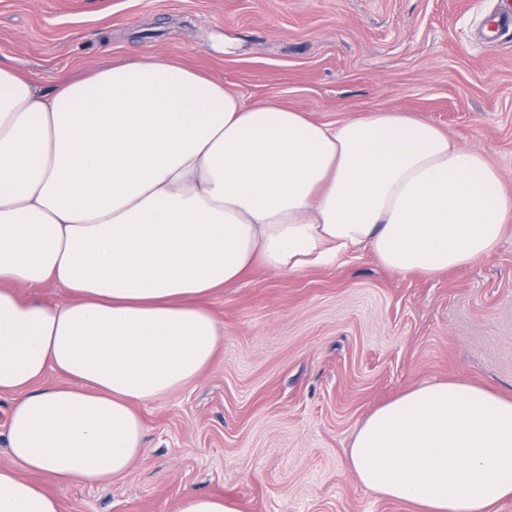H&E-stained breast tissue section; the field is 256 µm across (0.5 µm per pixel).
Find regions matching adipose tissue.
Returning a JSON list of instances; mask_svg holds the SVG:
<instances>
[{
    "label": "adipose tissue",
    "mask_w": 512,
    "mask_h": 512,
    "mask_svg": "<svg viewBox=\"0 0 512 512\" xmlns=\"http://www.w3.org/2000/svg\"><path fill=\"white\" fill-rule=\"evenodd\" d=\"M511 228L486 156L406 112L318 122L150 55L49 89L0 61V512L122 480L145 453L138 406L200 379L223 334L203 302L254 265L367 250L434 276ZM50 282L66 304L20 293ZM349 459L417 512H494L512 499V393L422 384L366 418ZM11 401L9 397H0V466L11 464L7 448V425L9 421Z\"/></svg>",
    "instance_id": "ef3b65f1"
}]
</instances>
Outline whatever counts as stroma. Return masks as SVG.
Masks as SVG:
<instances>
[{"instance_id": "obj_1", "label": "stroma", "mask_w": 512, "mask_h": 512, "mask_svg": "<svg viewBox=\"0 0 512 512\" xmlns=\"http://www.w3.org/2000/svg\"><path fill=\"white\" fill-rule=\"evenodd\" d=\"M507 0H0V55L45 87L141 54L211 74L249 103L333 123L410 112L485 153L512 192ZM212 364L139 406L145 456L122 481L56 491L62 512H175L185 491L239 512H416L359 481L355 434L426 382L512 391V230L435 276L368 251L212 294Z\"/></svg>"}]
</instances>
